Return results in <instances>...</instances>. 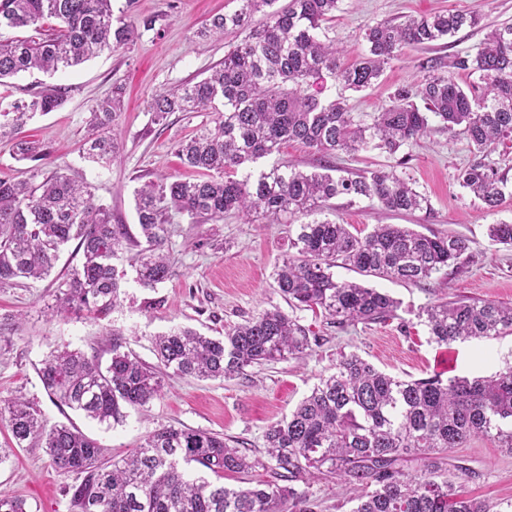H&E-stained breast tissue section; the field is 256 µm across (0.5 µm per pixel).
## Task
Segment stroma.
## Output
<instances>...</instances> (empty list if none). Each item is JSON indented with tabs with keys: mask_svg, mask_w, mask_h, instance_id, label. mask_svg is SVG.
I'll list each match as a JSON object with an SVG mask.
<instances>
[{
	"mask_svg": "<svg viewBox=\"0 0 512 512\" xmlns=\"http://www.w3.org/2000/svg\"><path fill=\"white\" fill-rule=\"evenodd\" d=\"M124 23L137 27L138 37L118 51H106L88 62L47 75L24 73L0 89V102L26 99L46 86L61 88L64 102L57 110L39 114L20 129L21 137L50 149L46 170L66 169L89 183L97 202L109 206L112 221L137 232L134 191L142 183L176 175L195 179L175 153L177 142L211 124L209 112H174L154 121L152 98L172 87L196 82L224 59L240 33L223 41L203 40L196 31L217 13L238 9L237 0H113ZM476 11L480 28H463L430 49L408 50L386 65L369 88L345 93L330 75L311 80L308 92L327 102L345 95L353 112L369 119L391 102L396 88L416 81L423 56L448 57L475 52L487 30L512 21V0H341L332 21L325 23L327 39L346 46V62L367 51L360 38L368 24L401 15L426 16L436 11ZM122 86L121 109L114 128L120 151L114 163L102 166L87 159L84 143L87 120L99 100ZM416 145L401 153L361 152L337 155L341 168L373 170L392 166L405 173L417 191L430 201V211L393 214L377 201L342 197L332 202L328 219L352 225L362 233L377 224H402L426 233L452 232L469 239L474 262L467 272L434 274L418 286L368 277L365 285L398 300L394 318L380 323L338 326L312 311L288 305L276 290L272 273L291 254L285 224H244L233 216L218 224L174 225L165 246L173 276L156 289L140 287L128 254L117 266L125 270L120 308L98 318L83 312L70 320L50 318L49 305L67 267L80 262L75 246L62 253L51 275L16 287L0 288V317L14 316L19 327L0 339V404L13 398L30 401L47 425L72 424L97 439L110 455L121 457L164 425L188 427L223 435L234 447L257 457L265 455V432L282 420L309 393L319 375L333 372L341 355L356 354L377 369L400 379L445 376L486 377L512 365V335L498 339L455 343L444 349L431 343L420 313L441 301H493L512 304V249L493 244L489 225L512 222V141L499 147L493 159L507 177L504 197L496 209L461 187L457 174L471 159L467 141L443 131L438 121ZM280 309L318 336L319 343L300 357L291 356L224 380L169 376L160 396L146 411L129 410L123 423L101 425L59 405L45 391L38 368L55 347L69 345L92 354L105 353L104 332L117 328L128 349L146 363H154L152 340L176 326L191 327L207 336L244 322L266 309ZM454 464L467 467L456 477L459 494L491 503L512 500V454L487 439H475L455 449ZM0 492L24 498L38 512H71L63 479L52 467L44 448L24 445L0 464Z\"/></svg>",
	"mask_w": 512,
	"mask_h": 512,
	"instance_id": "1",
	"label": "stroma"
}]
</instances>
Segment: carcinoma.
I'll use <instances>...</instances> for the list:
<instances>
[{"label": "carcinoma", "instance_id": "cac0c4a2", "mask_svg": "<svg viewBox=\"0 0 512 512\" xmlns=\"http://www.w3.org/2000/svg\"><path fill=\"white\" fill-rule=\"evenodd\" d=\"M232 13L214 16L198 31L222 39L229 30L244 38L224 54V62L195 82L156 95L157 121L170 112H212L214 126L177 145L181 163L204 175L166 177L135 190L139 236L112 223L109 207L94 200L90 184L62 169L39 176L48 152L31 142L14 143L15 154L34 163L32 177L0 178V287L41 279L54 269L63 248L77 242L82 253L59 285L51 316L67 319L82 311L105 316L120 307L125 272L114 259L132 253L136 282L155 288L172 275L164 245L174 217L192 224L217 223L235 215L251 224L262 217L293 224L301 216L292 245L296 254L275 266L274 283L294 307L344 326L385 322L399 301L356 281L338 280L341 264L362 275L421 284L446 270L460 273L472 262L470 241L458 234L426 235L401 224H378L366 235L318 215L341 196L375 199L389 212L430 209L426 196L395 169L345 171L321 163L304 171L285 162L258 174L241 170L299 142L323 157L380 150L395 154L417 143L438 119L453 136L465 139L472 160L457 180L488 209L503 199L507 178L491 155L512 138V22L486 35L474 53L446 60L427 58L420 76L397 89L391 104L367 123L340 97L322 103L306 92L308 80L323 72L345 88L361 91L381 76L384 65L407 48H425L464 27L475 28V12L407 15L400 21L368 24L361 38L367 52L351 64L345 49L318 35L340 0H238ZM262 14L255 21V14ZM54 19L45 30L42 22ZM34 28L35 35L0 40V85L21 72H55L78 66L105 50L117 51L137 37L114 25L112 0H0V30ZM476 74L479 86L463 88L456 75ZM121 87L101 99L89 123L86 155L107 165L118 155L112 129ZM63 93L52 86L0 110V138L37 113L53 112ZM489 239L512 247V224H491ZM430 339L439 346L512 334V305L439 302L425 307ZM319 344L309 330L278 309L232 326L222 336L188 327L156 336L157 364L125 349L123 333L112 330L111 357L102 362L67 346L51 350L39 376L48 395L100 423L119 424L128 408L156 399L163 377L226 379L246 368L299 356ZM0 421L11 443L42 444L66 484L73 512H315L317 502L297 483L330 478L357 501L352 512H512V501L490 504L460 498L454 489L456 465L448 457L474 438L494 441L512 453V366L486 378L445 377L402 380L357 354L343 355L335 371L323 374L288 418L265 433L269 462L231 447L217 434L186 427L154 430L128 455L107 458L95 439L71 425L46 427L28 401L0 405ZM419 455L423 467L404 468ZM196 464L216 476L270 468L288 481H261L248 488L217 486L187 467ZM0 512H32L25 500L0 495Z\"/></svg>", "mask_w": 512, "mask_h": 512}]
</instances>
